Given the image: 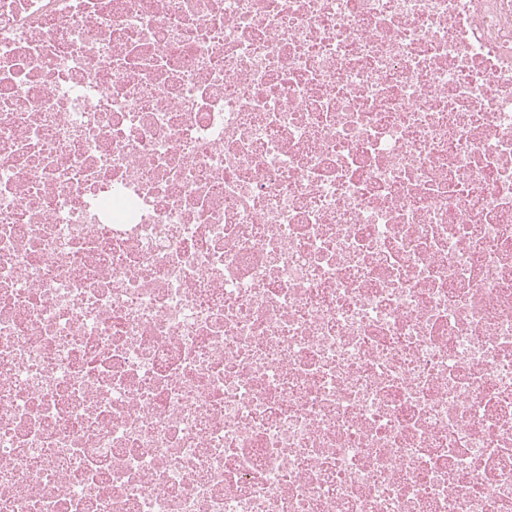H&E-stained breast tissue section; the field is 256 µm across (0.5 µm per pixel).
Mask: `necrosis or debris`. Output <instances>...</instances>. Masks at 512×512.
I'll list each match as a JSON object with an SVG mask.
<instances>
[{"label": "necrosis or debris", "instance_id": "1", "mask_svg": "<svg viewBox=\"0 0 512 512\" xmlns=\"http://www.w3.org/2000/svg\"><path fill=\"white\" fill-rule=\"evenodd\" d=\"M0 512H512V0H0Z\"/></svg>", "mask_w": 512, "mask_h": 512}]
</instances>
